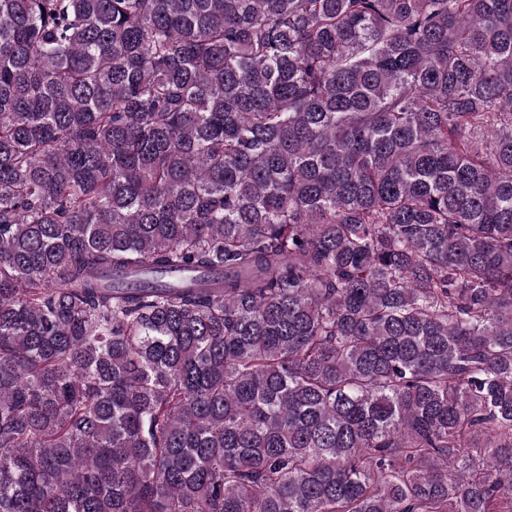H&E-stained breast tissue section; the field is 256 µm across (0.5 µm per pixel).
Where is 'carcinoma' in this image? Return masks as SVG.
Wrapping results in <instances>:
<instances>
[{
  "label": "carcinoma",
  "mask_w": 512,
  "mask_h": 512,
  "mask_svg": "<svg viewBox=\"0 0 512 512\" xmlns=\"http://www.w3.org/2000/svg\"><path fill=\"white\" fill-rule=\"evenodd\" d=\"M0 512H512V0H0Z\"/></svg>",
  "instance_id": "carcinoma-1"
}]
</instances>
